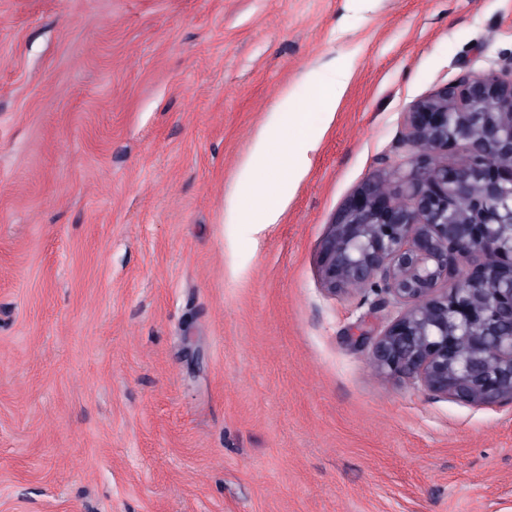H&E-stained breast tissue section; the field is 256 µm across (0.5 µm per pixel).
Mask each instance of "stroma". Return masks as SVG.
Returning <instances> with one entry per match:
<instances>
[{"label":"stroma","mask_w":512,"mask_h":512,"mask_svg":"<svg viewBox=\"0 0 512 512\" xmlns=\"http://www.w3.org/2000/svg\"><path fill=\"white\" fill-rule=\"evenodd\" d=\"M350 80L274 224L237 174ZM512 67V0H0V512H512V401L378 376L339 209L417 102ZM349 78L348 70L341 64L331 69H314L309 72L307 82L314 93L313 104L322 112L336 110L338 92Z\"/></svg>","instance_id":"35a3bbf8"}]
</instances>
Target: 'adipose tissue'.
<instances>
[{
	"instance_id": "ef3b65f1",
	"label": "adipose tissue",
	"mask_w": 512,
	"mask_h": 512,
	"mask_svg": "<svg viewBox=\"0 0 512 512\" xmlns=\"http://www.w3.org/2000/svg\"><path fill=\"white\" fill-rule=\"evenodd\" d=\"M349 72L343 65L309 72L307 82L314 98L312 107L295 105L283 96L272 110L264 132L252 147L248 162L238 174V186L249 204L232 210L233 224H273L282 214L291 192L306 174L311 155L323 135L311 120L312 110L332 112L338 92Z\"/></svg>"
}]
</instances>
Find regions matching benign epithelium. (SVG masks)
<instances>
[{
	"instance_id": "benign-epithelium-1",
	"label": "benign epithelium",
	"mask_w": 512,
	"mask_h": 512,
	"mask_svg": "<svg viewBox=\"0 0 512 512\" xmlns=\"http://www.w3.org/2000/svg\"><path fill=\"white\" fill-rule=\"evenodd\" d=\"M400 147L406 165L381 159L330 225L323 287L402 308L352 333L378 373L467 404L512 401V71L466 73L417 103ZM459 254L481 261L461 271Z\"/></svg>"
}]
</instances>
